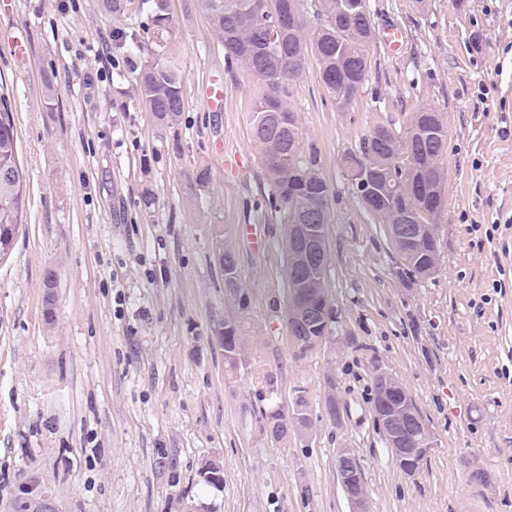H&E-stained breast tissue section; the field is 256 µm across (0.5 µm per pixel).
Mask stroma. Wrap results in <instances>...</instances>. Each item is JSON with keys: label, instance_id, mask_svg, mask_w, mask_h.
Segmentation results:
<instances>
[{"label": "stroma", "instance_id": "obj_1", "mask_svg": "<svg viewBox=\"0 0 512 512\" xmlns=\"http://www.w3.org/2000/svg\"><path fill=\"white\" fill-rule=\"evenodd\" d=\"M369 7L375 26L398 24L406 39L395 53L373 42L349 111H336L313 61L290 98L331 199L333 323L302 353L285 317V226L265 204L252 139L259 86L228 68L195 0H169L163 32L140 0L119 16L98 0H9L0 29L23 28L31 51L18 60L0 44L25 191L0 256V512H17L34 480L55 512H351L335 467L344 448L361 464L370 512H512V0ZM157 55L185 94L161 137L132 80ZM213 76L224 81L219 112L201 96ZM424 103L448 117L447 177L441 261L412 282L343 157ZM249 224L268 247L253 250ZM220 242L237 257L234 296ZM228 317L245 338L235 370L221 341ZM379 368L433 436L411 475L374 419ZM266 370L284 411L304 394L307 432L267 435L256 379ZM208 461L222 466V488L201 481ZM475 470L484 483L470 480Z\"/></svg>", "mask_w": 512, "mask_h": 512}]
</instances>
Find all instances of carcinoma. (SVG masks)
Segmentation results:
<instances>
[{
  "mask_svg": "<svg viewBox=\"0 0 512 512\" xmlns=\"http://www.w3.org/2000/svg\"><path fill=\"white\" fill-rule=\"evenodd\" d=\"M224 47V60L238 67L259 85L260 93L252 108L254 142L259 150L269 186L267 204L280 222L297 224L309 211H320L321 221H330V188L324 178L316 148L302 151L303 133L290 104L292 83L305 71L309 60L319 68L322 87L339 112L349 109L361 95L370 68V47L376 38L369 0H313L316 16L310 22L302 17L294 30L272 38L264 0H196ZM170 21L167 0H153V26L166 28ZM139 104L151 115L158 130L173 125L185 108L184 91L177 69L163 58L146 61L134 77ZM433 108L423 105L411 113V121L398 130L385 145L372 136L359 150L344 155L345 169L363 167L370 172V184L352 189L363 207L380 224L393 230L397 223L396 197H404L415 223L426 225L424 238L392 244L400 259L402 273L411 281L426 278L425 266L440 262L437 225L443 201L430 200L417 187L424 178L435 187L446 180L441 158L448 142L425 143L414 127ZM274 112L291 126L288 136L269 123ZM17 133L6 98H0V256L11 247L22 209L23 175L17 162ZM218 263L224 272V288L236 293L240 288L238 264L224 263V244L217 246ZM240 321H224L225 361L235 369L241 363L244 337ZM260 393L267 407L260 411L267 419L277 413L280 436L288 437V427L298 430L294 420L277 402L278 380L270 371L258 376Z\"/></svg>",
  "mask_w": 512,
  "mask_h": 512,
  "instance_id": "obj_1",
  "label": "carcinoma"
}]
</instances>
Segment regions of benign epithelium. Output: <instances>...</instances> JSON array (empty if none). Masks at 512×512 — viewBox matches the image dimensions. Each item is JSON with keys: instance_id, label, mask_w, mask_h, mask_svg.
Masks as SVG:
<instances>
[{"instance_id": "7a95c632", "label": "benign epithelium", "mask_w": 512, "mask_h": 512, "mask_svg": "<svg viewBox=\"0 0 512 512\" xmlns=\"http://www.w3.org/2000/svg\"><path fill=\"white\" fill-rule=\"evenodd\" d=\"M397 232L405 241L416 242L422 236L421 226L412 223L407 214L399 215ZM295 261L291 275L305 287L312 274L327 260L326 240L313 224H294L291 227ZM329 307L301 301L290 305L288 331L291 340L300 351L314 350L322 336H307L305 331L311 322L328 316ZM373 412L378 425L385 430L394 458L407 474L415 472L418 463L428 456L433 448V438L426 423L415 414L403 411L398 402L408 397V392L390 373L379 370L374 376ZM336 475L342 490L352 506V512H369L366 489L359 460L349 449L336 454ZM28 497L21 504L22 512H54L49 499L38 491V485L27 488Z\"/></svg>"}]
</instances>
